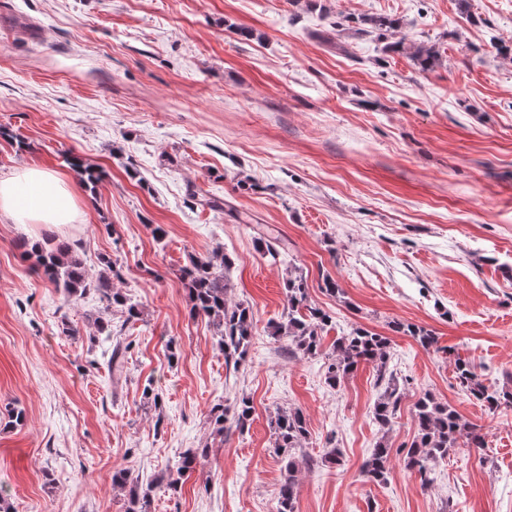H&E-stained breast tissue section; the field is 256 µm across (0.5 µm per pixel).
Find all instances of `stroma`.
Instances as JSON below:
<instances>
[{
  "label": "stroma",
  "instance_id": "1",
  "mask_svg": "<svg viewBox=\"0 0 512 512\" xmlns=\"http://www.w3.org/2000/svg\"><path fill=\"white\" fill-rule=\"evenodd\" d=\"M318 2L0 0V177L42 167L77 206L33 232L0 218V496L14 512H126L114 470L146 483L197 448L201 466L177 494L156 488L150 512H277L269 422L291 408L310 430L296 512H512V406L488 410L454 374L459 357L512 391V0ZM379 14L398 28L361 30ZM398 40L406 53L384 52ZM420 44L440 53L431 71L409 54ZM72 154L105 170L96 189ZM53 234L78 242L89 275L115 264L140 316L37 275L24 245ZM276 238L273 264L262 247ZM216 253L253 315L236 368L177 280L189 256ZM297 272L333 318L312 357L270 334ZM394 320L432 330L437 348ZM356 325L390 338L404 394L386 433L371 366L325 380L326 353ZM427 393L484 447L437 461L428 487L396 454L385 482L366 480L380 439L411 442ZM244 398L250 426L216 433L210 408ZM334 448L339 463L325 462Z\"/></svg>",
  "mask_w": 512,
  "mask_h": 512
}]
</instances>
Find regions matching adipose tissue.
<instances>
[{
  "instance_id": "adipose-tissue-1",
  "label": "adipose tissue",
  "mask_w": 512,
  "mask_h": 512,
  "mask_svg": "<svg viewBox=\"0 0 512 512\" xmlns=\"http://www.w3.org/2000/svg\"><path fill=\"white\" fill-rule=\"evenodd\" d=\"M76 203L66 183L40 167H26L0 178V217L15 224H68Z\"/></svg>"
}]
</instances>
